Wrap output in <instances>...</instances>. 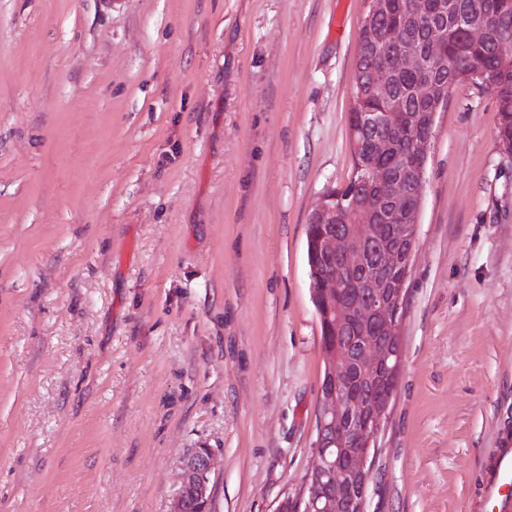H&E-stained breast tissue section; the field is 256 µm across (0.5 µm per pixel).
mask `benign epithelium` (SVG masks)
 Here are the masks:
<instances>
[{"mask_svg":"<svg viewBox=\"0 0 512 512\" xmlns=\"http://www.w3.org/2000/svg\"><path fill=\"white\" fill-rule=\"evenodd\" d=\"M429 9L424 0H409L405 4L398 0H366L352 83L385 102L387 110L363 112L360 123L349 129L351 146L364 151L369 158L362 175L366 188L344 198L333 187L323 190L308 219L310 224L328 226L317 247L342 274L341 279L331 283L325 298L326 316L336 332L343 336L373 332L388 337L394 344L392 348L374 347L363 354L360 368L367 377L381 368L395 380L401 370L400 311L405 305L413 264L422 204L423 163L429 145L425 136L411 138L405 175L395 177L381 165L396 152L394 142L381 129L395 125L413 132L424 116L431 125L439 107L448 101V85L428 81L419 87V97L429 104L430 113L413 112L394 98L390 73L446 68L456 71L458 63L448 42L441 37L429 39L422 53L391 54L383 69L367 65L363 49H384V27L402 28ZM463 33L475 46L486 44L488 30L481 18L467 19ZM385 224L399 225L400 244L383 242ZM323 358L333 388L320 395L305 487L322 486L324 491H304L297 499L285 495L275 512H288L294 505L303 512H341L346 507L366 512L368 490L376 479L378 441L394 392L373 399L364 391L347 390L350 360L340 344L323 349ZM210 472L211 453L196 449L184 462L181 489H191L200 502H208Z\"/></svg>","mask_w":512,"mask_h":512,"instance_id":"1","label":"benign epithelium"}]
</instances>
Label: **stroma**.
Here are the masks:
<instances>
[{
  "label": "stroma",
  "mask_w": 512,
  "mask_h": 512,
  "mask_svg": "<svg viewBox=\"0 0 512 512\" xmlns=\"http://www.w3.org/2000/svg\"><path fill=\"white\" fill-rule=\"evenodd\" d=\"M364 0H0V512H210L304 485L324 375L305 230L345 186ZM437 112L367 512H483L512 430V159ZM211 452L203 453L201 448H197L192 455L184 462V476L181 489H192L197 493L201 503L208 505V491L211 472Z\"/></svg>",
  "instance_id": "35a3bbf8"
}]
</instances>
